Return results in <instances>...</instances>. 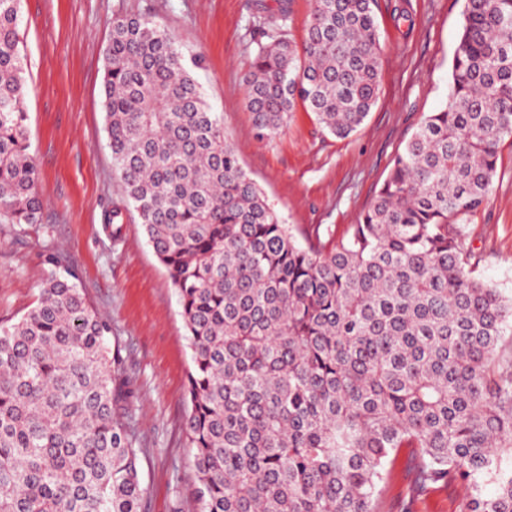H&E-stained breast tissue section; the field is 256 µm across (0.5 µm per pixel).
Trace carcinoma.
Listing matches in <instances>:
<instances>
[{
    "label": "carcinoma",
    "mask_w": 512,
    "mask_h": 512,
    "mask_svg": "<svg viewBox=\"0 0 512 512\" xmlns=\"http://www.w3.org/2000/svg\"><path fill=\"white\" fill-rule=\"evenodd\" d=\"M293 0L253 21L261 138L301 108L337 138L381 87L377 0ZM20 0H0V224H38ZM172 37L112 20V163L165 267L191 350L185 432L198 512H380L392 456L512 512V295L472 268L468 221L512 139V0H465L445 105L341 238L298 242L224 138ZM35 307L0 326V512H144L135 397L107 320L55 252ZM493 493L484 494L485 486ZM292 22L290 23V37L296 42H301L304 36L305 21L307 19L310 5L309 0H293Z\"/></svg>",
    "instance_id": "cac0c4a2"
}]
</instances>
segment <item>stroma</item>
<instances>
[{"instance_id": "stroma-1", "label": "stroma", "mask_w": 512, "mask_h": 512, "mask_svg": "<svg viewBox=\"0 0 512 512\" xmlns=\"http://www.w3.org/2000/svg\"><path fill=\"white\" fill-rule=\"evenodd\" d=\"M276 0H21L27 56V129L39 170L41 221L0 224V324L31 309L46 251L75 267L85 296L112 325L135 388V430L146 488L145 512H195V469L187 446L185 399L192 366L171 280L149 247L137 214L107 224L123 207L102 108L112 20L137 14L162 23L196 70L207 103L244 169L294 232L319 224L343 234L358 223L395 155L424 118L446 101L463 0H377L385 43L381 90L353 135L336 138L298 111L272 140H260L246 107L244 76L257 39L249 23ZM405 13L409 20L397 23ZM472 262L512 292V140L501 142L487 203L469 220ZM381 512H467L454 481L417 488L397 462Z\"/></svg>"}]
</instances>
